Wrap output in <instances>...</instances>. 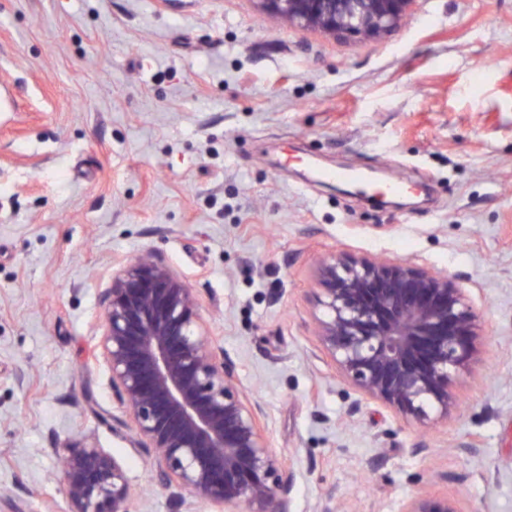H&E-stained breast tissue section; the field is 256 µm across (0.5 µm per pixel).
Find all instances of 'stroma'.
Returning a JSON list of instances; mask_svg holds the SVG:
<instances>
[{
    "label": "stroma",
    "instance_id": "1",
    "mask_svg": "<svg viewBox=\"0 0 512 512\" xmlns=\"http://www.w3.org/2000/svg\"><path fill=\"white\" fill-rule=\"evenodd\" d=\"M395 181L412 205L371 201ZM145 252L262 405L292 512H512V0H416L378 41L258 0H0V512H69L54 451L87 442L135 512H224L160 488L117 423L101 296ZM340 252L466 289L448 416L363 396L321 349L315 271ZM403 512H460L455 501L446 497L417 495L409 499Z\"/></svg>",
    "mask_w": 512,
    "mask_h": 512
}]
</instances>
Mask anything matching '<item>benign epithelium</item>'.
<instances>
[{
	"instance_id": "benign-epithelium-1",
	"label": "benign epithelium",
	"mask_w": 512,
	"mask_h": 512,
	"mask_svg": "<svg viewBox=\"0 0 512 512\" xmlns=\"http://www.w3.org/2000/svg\"><path fill=\"white\" fill-rule=\"evenodd\" d=\"M288 26L332 38L380 40L416 0H260ZM320 346L359 392L421 419L448 413V391L476 336L477 314L456 281L410 262L332 254L317 266ZM102 356L134 443L167 489L237 512H291L293 469L271 453L264 411L236 365L202 329L190 288L151 256L112 271ZM70 512H131L126 473L93 445L55 448ZM403 512H460L446 497L417 495Z\"/></svg>"
}]
</instances>
